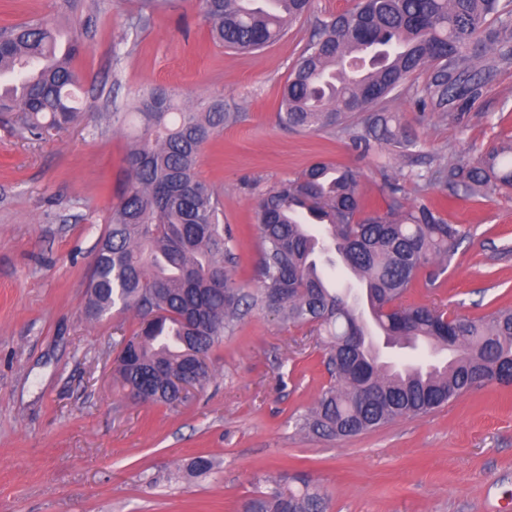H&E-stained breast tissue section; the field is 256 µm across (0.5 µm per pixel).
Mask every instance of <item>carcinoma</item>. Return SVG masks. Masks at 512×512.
I'll return each mask as SVG.
<instances>
[{
	"instance_id": "1",
	"label": "carcinoma",
	"mask_w": 512,
	"mask_h": 512,
	"mask_svg": "<svg viewBox=\"0 0 512 512\" xmlns=\"http://www.w3.org/2000/svg\"><path fill=\"white\" fill-rule=\"evenodd\" d=\"M171 0H143L134 27H146ZM211 40L255 52L285 36L310 0H200ZM493 51L488 67L512 60V0H358L355 8L316 21L281 89L278 118L295 130L349 128L363 114L354 142L404 149L417 140L393 128L383 104L405 79L433 68L422 88L434 110L461 109L469 85L474 38ZM84 51L76 28L62 38L58 22L33 17L0 27V114H17L32 138L81 115L74 61ZM137 132L124 158L127 182L107 217L87 288V314L98 319L133 310L137 327L117 342L115 375L134 397L156 404L182 400L180 382L203 387L210 367L199 358L236 323L268 311L322 337L333 384L295 427L346 439L405 417L428 413L476 383L509 385L512 309L478 318H448L438 307L407 301L417 283L433 286L464 230L426 201H393L364 212L358 174L318 161L260 200L253 290L228 265L234 237L220 224L221 201L196 168L202 147L234 114L224 101L181 103L175 92L141 89L132 106ZM435 180L466 196L512 191V146L478 152ZM346 269L361 288L352 306L328 267ZM356 325L387 346L424 349L420 362L365 363L368 351L347 341ZM328 500L299 475L285 474L255 492L244 512H328Z\"/></svg>"
}]
</instances>
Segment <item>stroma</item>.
I'll list each match as a JSON object with an SVG mask.
<instances>
[{"mask_svg": "<svg viewBox=\"0 0 512 512\" xmlns=\"http://www.w3.org/2000/svg\"><path fill=\"white\" fill-rule=\"evenodd\" d=\"M355 0H312L277 43L239 53L212 43L193 0H174L150 26L133 0H82L85 53L76 61L79 120L33 139L0 124V512H241L259 481L306 477L328 512H502L512 503V385H482L429 413L345 440L297 430L330 383L308 328L255 313L210 353L212 378L186 401L133 399L112 374L133 312L86 313V282L110 209L126 180V111L146 86L184 99L220 98L236 119L202 149L197 172L236 237L234 279L256 287L257 205L273 185L323 160L356 170L367 207L391 196L445 207L463 225L441 282L411 302L477 318L512 307V193L449 197L433 178L475 150L512 141V63L487 71L462 110L418 102L426 75L387 107L415 134L411 154L351 141L350 131L280 125V90L316 19ZM211 457L215 470L190 464Z\"/></svg>", "mask_w": 512, "mask_h": 512, "instance_id": "35a3bbf8", "label": "stroma"}]
</instances>
